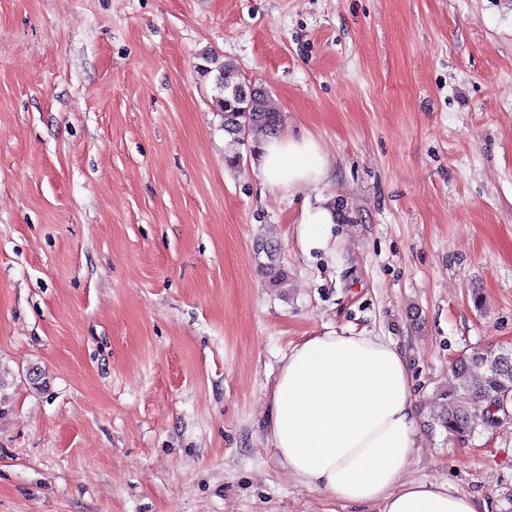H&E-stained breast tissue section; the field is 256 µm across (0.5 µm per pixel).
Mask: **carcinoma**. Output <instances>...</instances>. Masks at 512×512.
<instances>
[{
	"label": "carcinoma",
	"mask_w": 512,
	"mask_h": 512,
	"mask_svg": "<svg viewBox=\"0 0 512 512\" xmlns=\"http://www.w3.org/2000/svg\"><path fill=\"white\" fill-rule=\"evenodd\" d=\"M200 66L203 74L215 73L216 107L222 113L224 133L230 145H240L239 127L249 125L248 135L278 134L282 115L275 102L265 92L253 96L246 84L237 80L235 66L224 63L216 69L208 67L212 59L204 58ZM259 249L267 262L261 268L269 275L270 283L284 282V273L277 263L276 248L261 244ZM453 373L458 384L443 393L446 403L438 416L439 425L448 434L462 437L475 428V414L502 398L512 401V349L486 348L461 355L455 362Z\"/></svg>",
	"instance_id": "cac0c4a2"
}]
</instances>
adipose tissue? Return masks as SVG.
Instances as JSON below:
<instances>
[{"instance_id": "ef3b65f1", "label": "adipose tissue", "mask_w": 512, "mask_h": 512, "mask_svg": "<svg viewBox=\"0 0 512 512\" xmlns=\"http://www.w3.org/2000/svg\"><path fill=\"white\" fill-rule=\"evenodd\" d=\"M328 172L310 137L265 139L258 175L273 190L313 188ZM337 211L306 206L297 226L305 254L328 252ZM268 440L289 474L338 500L381 512H481L473 496L426 481L400 482L418 446L404 354L389 339L329 331L283 358L269 398Z\"/></svg>"}]
</instances>
